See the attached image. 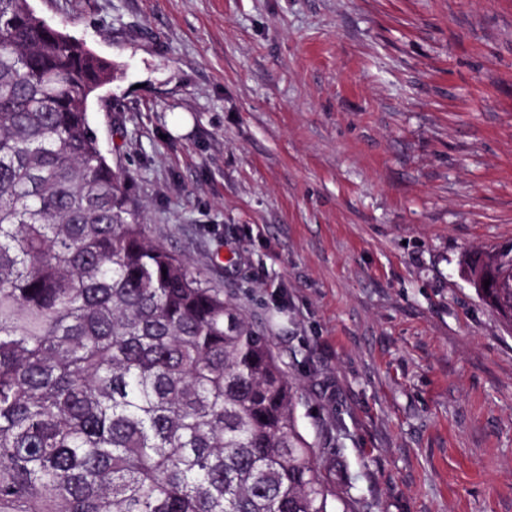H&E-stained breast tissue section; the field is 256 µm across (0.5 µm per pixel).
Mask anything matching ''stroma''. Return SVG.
<instances>
[{
  "instance_id": "stroma-1",
  "label": "stroma",
  "mask_w": 512,
  "mask_h": 512,
  "mask_svg": "<svg viewBox=\"0 0 512 512\" xmlns=\"http://www.w3.org/2000/svg\"><path fill=\"white\" fill-rule=\"evenodd\" d=\"M116 66L90 101L148 237L301 391L343 512H512V0H31ZM466 274L475 288L482 295L486 304L508 326H512V288L504 280L512 283V246L505 247L484 261L466 264ZM490 279L488 290L484 281Z\"/></svg>"
}]
</instances>
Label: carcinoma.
Returning a JSON list of instances; mask_svg holds the SVG:
<instances>
[{
  "mask_svg": "<svg viewBox=\"0 0 512 512\" xmlns=\"http://www.w3.org/2000/svg\"><path fill=\"white\" fill-rule=\"evenodd\" d=\"M113 73L0 0V512H336L268 337L102 154ZM465 271L512 326V246Z\"/></svg>",
  "mask_w": 512,
  "mask_h": 512,
  "instance_id": "cac0c4a2",
  "label": "carcinoma"
}]
</instances>
